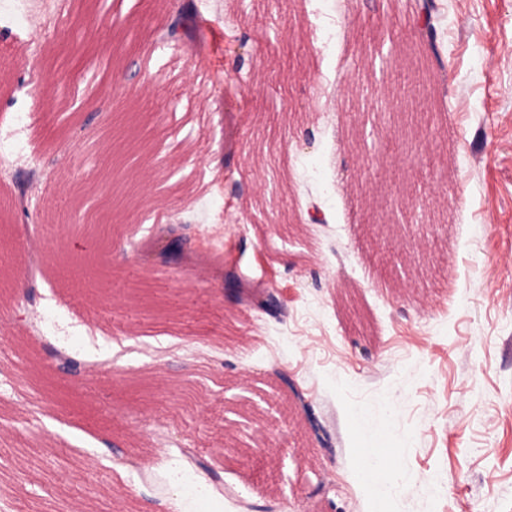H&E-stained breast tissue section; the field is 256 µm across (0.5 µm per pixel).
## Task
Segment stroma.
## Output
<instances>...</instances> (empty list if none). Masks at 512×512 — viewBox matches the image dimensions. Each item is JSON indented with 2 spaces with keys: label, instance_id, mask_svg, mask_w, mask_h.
Masks as SVG:
<instances>
[{
  "label": "stroma",
  "instance_id": "obj_1",
  "mask_svg": "<svg viewBox=\"0 0 512 512\" xmlns=\"http://www.w3.org/2000/svg\"><path fill=\"white\" fill-rule=\"evenodd\" d=\"M175 3L0 0V512H377L363 440L387 512H512V0H195L173 41ZM129 127L105 224L86 187ZM401 186L448 198L425 241ZM148 215L187 219L180 265L130 251ZM134 336L106 370L50 356ZM196 14L193 1L187 5H183L177 11V14L167 27L168 38L176 37L180 32H184L189 35L191 30V23ZM27 254L26 261L22 268V277L26 280L32 275L39 266L41 245L43 242V232L38 226H32L27 231ZM362 457L360 468L361 479L368 485L374 496L379 499L378 503L384 504V499L394 486L395 473L394 463L380 451V448H359ZM388 472V476L381 478L380 474Z\"/></svg>",
  "mask_w": 512,
  "mask_h": 512
}]
</instances>
